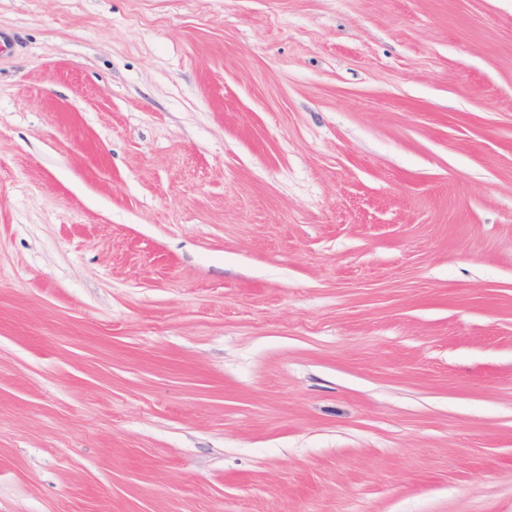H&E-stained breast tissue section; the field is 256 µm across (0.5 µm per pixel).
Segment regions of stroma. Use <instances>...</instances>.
<instances>
[{"instance_id":"stroma-1","label":"stroma","mask_w":512,"mask_h":512,"mask_svg":"<svg viewBox=\"0 0 512 512\" xmlns=\"http://www.w3.org/2000/svg\"><path fill=\"white\" fill-rule=\"evenodd\" d=\"M0 512H512V0H0Z\"/></svg>"}]
</instances>
